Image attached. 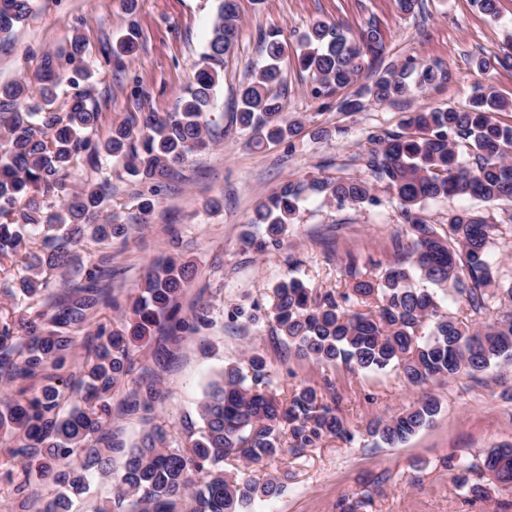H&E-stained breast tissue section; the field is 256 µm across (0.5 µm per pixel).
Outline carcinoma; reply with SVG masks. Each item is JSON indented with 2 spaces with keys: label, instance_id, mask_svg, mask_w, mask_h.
<instances>
[{
  "label": "carcinoma",
  "instance_id": "carcinoma-1",
  "mask_svg": "<svg viewBox=\"0 0 512 512\" xmlns=\"http://www.w3.org/2000/svg\"><path fill=\"white\" fill-rule=\"evenodd\" d=\"M34 0H0V44L26 19ZM238 0H219L211 37L176 112H143L112 128L101 141L92 136L99 112L89 89L86 44L70 42L66 68L60 57L42 55L36 81L0 86V280L8 262H19L24 275L10 296L35 309L34 316H14L0 308V378L14 387V397L0 402V437L11 467L0 473L21 512H72V498L89 491L96 478L112 481L113 501L93 512H246L257 498H276L281 479L262 472L268 462L288 453L302 455L324 437L349 441L330 395L311 386L278 392L266 358L253 352L247 369L228 364L206 384L199 405L202 426L178 437L166 422L154 423L128 447L112 432V395L128 391V410L151 413L163 396L158 380L131 377L135 351L175 329L194 333L208 324L205 308L186 321L177 318L180 299L194 275V264L170 257L155 263L138 284L130 303L112 298L111 256L61 294L43 299L49 270H68L81 262L88 243L103 247L128 233L125 224L100 218L108 178L90 182L59 206L47 196L61 191L79 161L103 169L114 158L148 184L151 197L140 209L151 211L153 197L178 179L179 166L210 146L209 117L219 73L238 38ZM265 64L256 69L240 94L235 122L253 132V142L286 143L301 122L283 112L284 65L288 60L308 72L312 93L329 99L357 81L366 69L383 67L376 80L346 97L339 108L360 112L365 101L388 103L405 99L449 78L439 65L406 62L384 64L386 42L378 24L358 36L338 21L318 19L300 36L298 51L289 53L280 32L262 34ZM135 42L102 47L106 61L130 55ZM75 92L56 105L57 90ZM512 110V100L489 84H478L464 108L409 111L400 131L381 126L368 134V174L289 180L255 206L244 243L254 252L282 250L299 204L310 193L339 207L378 205L375 186L382 184L397 203L405 237L393 240L406 261L388 268L380 282L363 278L349 261L345 288L313 292L296 278L281 280L273 290L269 318L272 330L288 348L325 366L352 371H396L413 387L461 375L476 378L491 365L512 363V284L504 286L492 259L497 224L478 213L461 210L438 229L423 216L426 203L459 197L512 207V125L497 115ZM419 277L447 291L471 318L446 315L436 294L411 285ZM120 312L111 329L95 322L101 306ZM96 326L95 345L79 372V396L63 404L67 380L58 375L75 348L73 333ZM430 327L420 335L422 326ZM47 380L34 389L28 381ZM440 412L429 395L402 413L368 423L367 434L395 447L430 426ZM124 458L122 472L112 458ZM246 469L224 468L228 458ZM457 483L473 497L484 489L479 479L492 476L512 489V448H494L482 464L458 466ZM370 496L344 498L339 512H362Z\"/></svg>",
  "mask_w": 512,
  "mask_h": 512
}]
</instances>
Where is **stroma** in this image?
I'll list each match as a JSON object with an SVG mask.
<instances>
[{"label": "stroma", "mask_w": 512, "mask_h": 512, "mask_svg": "<svg viewBox=\"0 0 512 512\" xmlns=\"http://www.w3.org/2000/svg\"><path fill=\"white\" fill-rule=\"evenodd\" d=\"M216 6L217 0H138L131 11L125 0H34L31 14L0 49V85L32 78L43 53H64L72 37L81 35L94 72L91 97L100 112L93 135L106 139L127 113L176 109L206 48ZM498 9L493 20L473 0H424L423 12L415 16L404 14L397 0H240L238 42L220 69L213 110L219 131L210 149L182 165L176 189L155 196L146 214L139 208L146 184L117 163L107 166L112 195L107 211L114 223L128 227L127 239L105 250L112 256V296L125 301L151 265L183 255L195 262L197 273L182 298L181 315L191 317L202 307L208 312V326L170 345L164 368H157L152 356L140 360L141 367L157 369L166 393L153 413L157 421L172 425L178 436L187 427H200L198 405L206 383L225 365L243 363L249 351L264 355L284 391L336 383L352 440L326 437L304 457L289 454L265 465L267 474L285 478L286 489L278 498L254 501L251 512H338L342 498L365 493L372 496L367 512H512V492L486 477L484 496L469 499L454 470L457 463H480L490 449L512 444V399L504 393L512 365L423 391L390 370L352 373L290 354L271 329L268 314L279 280L296 277L319 292L343 287L347 257H355L373 279L394 264L392 238L401 226L384 189L376 191L377 206L339 207L323 196H309L280 253L261 256L242 243L256 203L285 181L365 175L362 156L375 127L398 130L403 112L421 107H464L483 77L474 58L491 61L488 75L496 91L512 100V68L494 62L512 39V0H499ZM317 19L341 21L354 33L377 22L386 35V63L410 57L435 62L450 78L409 101L370 102L349 115L315 99L308 74L288 67L284 110L304 122L295 151L289 155L273 144L254 147L230 116L240 87L263 62L258 35L276 27L292 45ZM126 35L135 39L133 55L123 66L106 64L102 46ZM338 126L344 135L312 136L315 128ZM212 198L221 200L219 209H205ZM460 209L476 211L493 224L504 218L498 206L456 198L429 202L424 214L430 223L444 225ZM425 392L441 404L429 427L395 447L367 435L371 420L399 414Z\"/></svg>", "instance_id": "1"}]
</instances>
